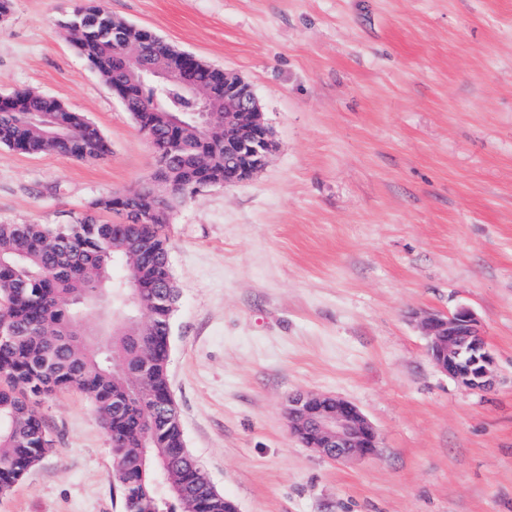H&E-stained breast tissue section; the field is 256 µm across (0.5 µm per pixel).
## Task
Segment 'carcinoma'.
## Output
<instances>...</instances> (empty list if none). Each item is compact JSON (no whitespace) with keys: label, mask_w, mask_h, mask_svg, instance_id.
I'll return each instance as SVG.
<instances>
[{"label":"carcinoma","mask_w":512,"mask_h":512,"mask_svg":"<svg viewBox=\"0 0 512 512\" xmlns=\"http://www.w3.org/2000/svg\"><path fill=\"white\" fill-rule=\"evenodd\" d=\"M81 31L77 53L117 88L122 44L141 30L105 11L96 0H78ZM208 89L224 74L207 62L187 66ZM153 93L137 91L126 107L138 127L154 131L155 175L171 191L152 224H120L126 202L98 199L77 222L66 225L0 224V495L8 493L52 450L38 402L55 392L77 390L93 404L102 428L112 434L123 512H236L209 481L185 446L177 413L152 423L153 408L168 394L167 323L177 296L165 301L159 286L173 285L168 218L201 188L224 181V144L191 125L182 129L181 152L168 113L152 106ZM0 145L25 154H64L78 161L104 158V136L83 114L60 101L22 90L0 105ZM139 290L127 315L142 314L118 332L106 329L101 346L82 334L87 304L124 303L122 284Z\"/></svg>","instance_id":"carcinoma-1"}]
</instances>
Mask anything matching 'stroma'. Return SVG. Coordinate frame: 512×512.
Segmentation results:
<instances>
[{"instance_id": "obj_1", "label": "stroma", "mask_w": 512, "mask_h": 512, "mask_svg": "<svg viewBox=\"0 0 512 512\" xmlns=\"http://www.w3.org/2000/svg\"><path fill=\"white\" fill-rule=\"evenodd\" d=\"M73 0H12L0 95L33 89L110 144L80 162L0 146V224H71L155 155L78 55ZM112 15L249 82L278 149L169 219L179 298L167 363L186 446L239 512H512V0H105ZM470 307L484 392L426 353L429 313ZM295 392L353 402L375 457L288 432ZM54 450L0 512H123L89 399L38 406Z\"/></svg>"}]
</instances>
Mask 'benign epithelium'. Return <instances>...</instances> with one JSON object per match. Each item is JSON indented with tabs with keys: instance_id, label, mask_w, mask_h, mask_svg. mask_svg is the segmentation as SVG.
Listing matches in <instances>:
<instances>
[{
	"instance_id": "7a95c632",
	"label": "benign epithelium",
	"mask_w": 512,
	"mask_h": 512,
	"mask_svg": "<svg viewBox=\"0 0 512 512\" xmlns=\"http://www.w3.org/2000/svg\"><path fill=\"white\" fill-rule=\"evenodd\" d=\"M146 32L147 42L122 48L125 86L138 90L177 85L193 110L185 118H173L174 124L191 123L207 131L224 118V157L236 160V166L224 171L223 185L256 176L268 164L276 142L252 86L240 76L224 72V114H219L211 95L202 93L168 65L163 56L167 44L153 30ZM421 331L427 355L450 379L472 390L492 386L497 359L471 308L460 306L448 315L429 314L421 321ZM287 419L292 436L330 461L345 463L377 454L379 441L372 423L355 404L337 395L295 393L288 397Z\"/></svg>"
}]
</instances>
